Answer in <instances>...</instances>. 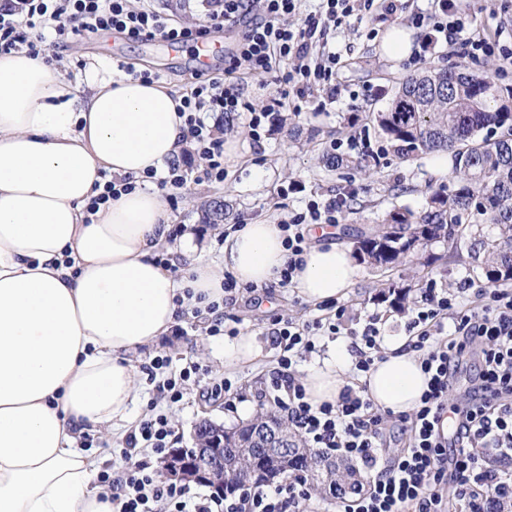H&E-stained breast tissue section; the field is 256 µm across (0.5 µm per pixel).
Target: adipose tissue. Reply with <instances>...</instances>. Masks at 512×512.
Returning <instances> with one entry per match:
<instances>
[{
    "instance_id": "1",
    "label": "adipose tissue",
    "mask_w": 512,
    "mask_h": 512,
    "mask_svg": "<svg viewBox=\"0 0 512 512\" xmlns=\"http://www.w3.org/2000/svg\"><path fill=\"white\" fill-rule=\"evenodd\" d=\"M180 97L96 55L69 80L20 50L0 55V512H112L91 482L86 427L119 432L141 390L132 355L168 334L178 308L221 303L225 274L241 285L279 280L288 261L273 223L229 230L217 260L177 278L155 255L166 204L154 178L180 153ZM133 176L135 189L84 209L94 187ZM291 279L312 304L343 297L359 276L349 249L312 233ZM404 336L360 381L370 400L412 413L427 388ZM347 343L299 381L312 405L336 403L351 365Z\"/></svg>"
}]
</instances>
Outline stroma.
<instances>
[{"label": "stroma", "instance_id": "stroma-1", "mask_svg": "<svg viewBox=\"0 0 512 512\" xmlns=\"http://www.w3.org/2000/svg\"><path fill=\"white\" fill-rule=\"evenodd\" d=\"M461 5L477 17L474 34L495 41L499 48L512 54V0H462ZM429 7L428 0H400L395 14L374 20L371 27L354 24L339 28L329 41L331 49L339 52L345 62L336 77L338 91L332 96L318 94L316 110L289 116L286 126H273L258 140L252 136L249 111L236 113L232 132L242 141L238 156L225 159L223 182L190 184L185 191L186 201L169 210L170 223L185 225L186 230L169 248L160 249V258L173 262L180 273L198 260L216 258L219 236L225 227L203 223L200 212L201 203L212 197L224 199L235 223L276 224L287 219L290 212L304 210L309 199L352 192L348 211L335 236L336 241L349 246L360 233L374 231L377 222L391 209H422L428 186L451 184L452 175L436 174L431 156L399 160L366 118L367 113L387 106L401 79L423 70L419 63H397L386 58L380 51L381 34L396 23L409 26L412 13ZM371 28L376 31L372 37L367 34ZM85 50L102 53L112 63L121 61L160 73L162 84L177 93H185L190 87L193 66L189 58L178 57L157 44L128 39L105 43L97 36L56 49L57 64L66 78H73L79 70ZM352 112L364 113L365 118L355 129H344L343 118ZM350 136L363 140L369 151L378 153L380 165L373 177H365L350 167L332 168L322 162L331 141ZM428 251L435 257L428 273L415 272L410 265L388 270L363 266L354 286L340 300L346 309L344 333L337 338L316 337L315 351L297 356V368L323 361L335 340H348L349 330L362 329L372 319L382 336L406 333L409 313L398 310L393 297L381 296L383 285L410 286V280H417V287H410L409 293L410 299L416 301L421 284L427 281L448 290L456 288L461 280L476 279L477 260L484 255L483 247L474 241L467 242L457 257L449 255L447 247L439 243L429 246ZM224 312L235 317L237 330L252 334L258 352L253 361L225 369L223 337L206 335L202 319L189 315L177 321L182 335L164 336L149 354L132 359L139 368L156 357L168 358L174 371L180 370L188 359L199 366L198 373L188 381L181 402L157 406L158 412L167 415L174 431L173 447H193L194 430L202 418L231 427L272 404L273 395L266 386L283 353L271 334L274 320L302 323L323 314L320 306L278 285L253 292L236 291L225 297ZM224 379L231 381V391L208 395V387Z\"/></svg>", "mask_w": 512, "mask_h": 512}]
</instances>
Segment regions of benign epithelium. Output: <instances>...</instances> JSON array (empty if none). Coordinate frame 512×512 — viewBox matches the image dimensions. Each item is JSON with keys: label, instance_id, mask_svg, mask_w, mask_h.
I'll return each mask as SVG.
<instances>
[{"label": "benign epithelium", "instance_id": "benign-epithelium-1", "mask_svg": "<svg viewBox=\"0 0 512 512\" xmlns=\"http://www.w3.org/2000/svg\"><path fill=\"white\" fill-rule=\"evenodd\" d=\"M256 432L257 448L288 453L287 426L277 416L264 418ZM216 441L220 442V445H201L195 454V461L191 464L181 459L180 453H174L164 467V475L185 481L205 478L222 485L227 474H236L242 479L260 474V471L256 470L259 462L256 448H245L233 440L228 442L222 437L216 438Z\"/></svg>", "mask_w": 512, "mask_h": 512}]
</instances>
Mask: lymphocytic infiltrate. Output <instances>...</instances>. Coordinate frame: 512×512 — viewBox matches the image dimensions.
<instances>
[{
  "label": "lymphocytic infiltrate",
  "instance_id": "lymphocytic-infiltrate-1",
  "mask_svg": "<svg viewBox=\"0 0 512 512\" xmlns=\"http://www.w3.org/2000/svg\"><path fill=\"white\" fill-rule=\"evenodd\" d=\"M215 2L208 24L197 26L136 8L133 0H5L0 5V54L24 49L31 57L46 59L52 49L72 39L107 30L133 40L157 37L188 43L208 37L212 26L239 23L243 30L225 74L243 66L277 88L260 116L251 117L257 128L262 121H275L283 109L301 112L312 88L335 92L341 56L328 47L331 30L352 18L373 19L379 9L388 14L397 10L396 0H318L307 14L300 11L302 0ZM474 21L459 0H433L430 13H416L411 20L425 31L414 61L434 54L443 41L474 60L494 55L495 43L470 35ZM225 74L197 79L182 98L185 151L203 159L205 176L217 182L224 179V140L206 116H231L245 106L243 87L225 82ZM346 211V197L314 199L306 211L281 221L288 250L281 284H290L302 268L310 226L338 224ZM344 312L339 306L325 319L287 321L275 328L284 354L271 384L287 392L281 408L308 447L359 461L373 472L372 483L355 499L352 512H448L452 503L461 512H484L486 492L512 496V471L486 461L490 452L512 458V284L485 288L465 279L453 292L433 285L422 291L409 320L414 331L409 347L420 353L429 380L419 408L410 414L393 415L350 385L336 404L315 406L308 401L295 377V358L313 352L315 336L339 334ZM470 354L478 357L477 373L464 408L453 410L448 391ZM167 365V359L159 357L146 369L155 382L154 397L127 437L123 466L101 470L97 476L110 492L113 512H306L311 491L300 475L286 483L250 482L220 496L203 497L193 493L189 483L163 478L152 461L144 460L147 451L153 460L170 455L172 428L156 407L182 401L187 381L199 370L190 361L179 374L158 378V370ZM391 421L407 434L408 443L389 457L382 441Z\"/></svg>",
  "mask_w": 512,
  "mask_h": 512
}]
</instances>
